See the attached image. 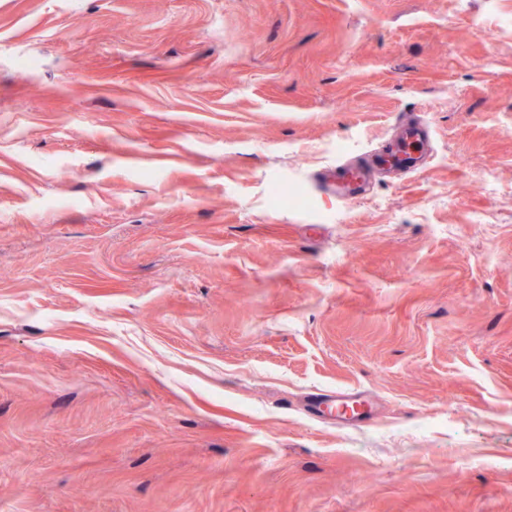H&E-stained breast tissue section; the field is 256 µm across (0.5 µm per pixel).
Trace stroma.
Returning <instances> with one entry per match:
<instances>
[{
    "label": "stroma",
    "instance_id": "1",
    "mask_svg": "<svg viewBox=\"0 0 512 512\" xmlns=\"http://www.w3.org/2000/svg\"><path fill=\"white\" fill-rule=\"evenodd\" d=\"M0 512H512V0H0ZM425 146L426 137L423 130L416 125L408 126L393 151L371 154V161L359 167L337 166L336 169L321 174L320 183L330 195L344 200L347 196L352 197L360 192L362 184L375 169L412 172L421 160ZM363 406V401L356 393L338 395L336 397H327L325 395L317 396L313 400L314 410L324 415H335L336 421L340 423H353L358 420L361 413H356V409ZM350 410V413L348 412Z\"/></svg>",
    "mask_w": 512,
    "mask_h": 512
}]
</instances>
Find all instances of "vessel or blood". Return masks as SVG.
Masks as SVG:
<instances>
[{"mask_svg":"<svg viewBox=\"0 0 512 512\" xmlns=\"http://www.w3.org/2000/svg\"><path fill=\"white\" fill-rule=\"evenodd\" d=\"M426 146L423 130L415 125L408 126L391 152L372 154L370 162L354 167L340 165L323 173L320 183L329 194L342 200L360 192L362 184L374 170L409 173L415 170ZM362 401L358 394L351 393L336 397L319 396L313 401V408L320 414L334 415L337 422L352 423L358 420L357 409Z\"/></svg>","mask_w":512,"mask_h":512,"instance_id":"b4317fda","label":"vessel or blood"}]
</instances>
